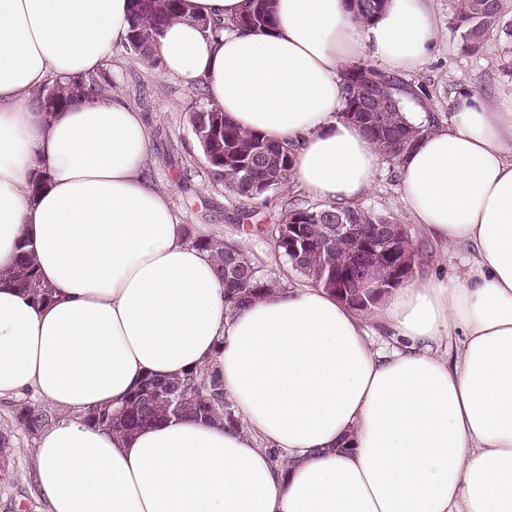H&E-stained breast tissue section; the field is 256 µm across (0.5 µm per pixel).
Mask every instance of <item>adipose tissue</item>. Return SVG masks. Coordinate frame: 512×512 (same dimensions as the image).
Returning <instances> with one entry per match:
<instances>
[{
	"instance_id": "obj_1",
	"label": "adipose tissue",
	"mask_w": 512,
	"mask_h": 512,
	"mask_svg": "<svg viewBox=\"0 0 512 512\" xmlns=\"http://www.w3.org/2000/svg\"><path fill=\"white\" fill-rule=\"evenodd\" d=\"M243 3L182 0L154 49L165 76L291 146L299 191L360 203L383 158L338 115L342 66L427 62L435 0H388L365 26L346 0H275L268 32L234 26ZM128 18V0H0V270L28 239L55 290L39 306L0 279V399L29 391L59 415L32 450L47 512H512V94L459 97L443 126L409 113L429 131L399 161L404 206L472 267L384 296L396 344L377 350L307 283L229 310L172 190L145 178L149 128L119 92L35 103L99 72ZM195 367L219 375L244 431L184 417L119 437L83 420L145 374Z\"/></svg>"
}]
</instances>
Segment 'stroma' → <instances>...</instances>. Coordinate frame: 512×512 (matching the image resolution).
Masks as SVG:
<instances>
[{"label":"stroma","instance_id":"35a3bbf8","mask_svg":"<svg viewBox=\"0 0 512 512\" xmlns=\"http://www.w3.org/2000/svg\"><path fill=\"white\" fill-rule=\"evenodd\" d=\"M437 5L440 23L432 57L405 72L403 78L425 89V112L444 124L452 117L454 104L462 93L495 96L512 92V73L503 68L505 60L512 57V39L500 31L489 34L478 54H468L459 36L449 28L451 0H437ZM110 62L121 94L143 113L152 130V180L159 188H173L175 205L185 214L190 234H219L241 241L256 255L266 273L283 283L298 284V275L274 249L271 240L245 234L235 221V210L224 189L212 185L203 174L202 152L186 122L194 86L166 79L161 70L148 67L119 46L114 48ZM185 168L194 173L188 188L177 182L178 172ZM363 205L391 213L399 223H408L396 165L388 163L381 168ZM413 240L421 257L420 271L445 267L460 274L466 272L464 251L436 247L419 232L414 233ZM31 468L29 443L24 440L16 452L14 483L0 488V512H46Z\"/></svg>","mask_w":512,"mask_h":512}]
</instances>
